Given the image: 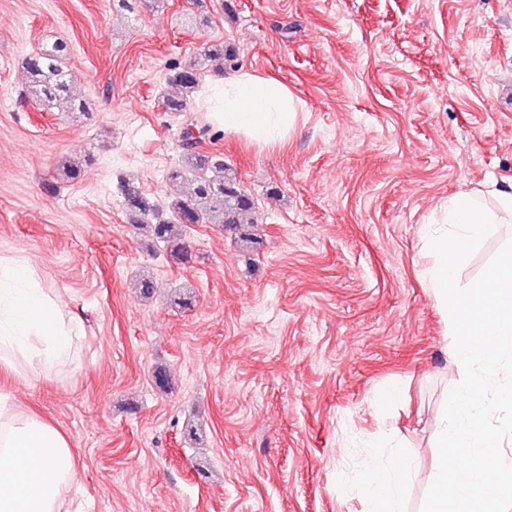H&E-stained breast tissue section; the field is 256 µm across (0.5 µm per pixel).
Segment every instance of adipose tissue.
I'll list each match as a JSON object with an SVG mask.
<instances>
[{"label":"adipose tissue","instance_id":"adipose-tissue-1","mask_svg":"<svg viewBox=\"0 0 512 512\" xmlns=\"http://www.w3.org/2000/svg\"><path fill=\"white\" fill-rule=\"evenodd\" d=\"M213 118L252 142H284L294 129L297 102L283 84L239 73L225 80ZM67 302L42 287L21 256L0 257V370L47 376L80 340ZM411 470L403 457L377 456L366 473L365 512H403ZM80 472L68 437L26 407L0 395V512H68L61 495Z\"/></svg>","mask_w":512,"mask_h":512}]
</instances>
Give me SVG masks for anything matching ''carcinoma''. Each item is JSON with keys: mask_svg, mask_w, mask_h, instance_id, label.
<instances>
[{"mask_svg": "<svg viewBox=\"0 0 512 512\" xmlns=\"http://www.w3.org/2000/svg\"><path fill=\"white\" fill-rule=\"evenodd\" d=\"M140 0H112V12L135 20ZM71 54L69 44L56 39L30 53L24 60L29 93L35 103L60 112L86 114V103L73 92L67 63ZM237 59L235 46L224 42L201 48L194 60L171 65L167 83L178 89L175 96L164 97L166 110L186 112L191 109L206 69L217 73L234 68ZM201 137L219 140L223 131L196 113L187 116ZM199 144H181V163L167 173V179L180 185V195L167 206L145 193L138 185L124 181L121 188L122 207L131 223L167 244L170 255L182 260L187 254L184 238L192 223L221 224L238 229L249 222L256 224L259 216L254 198L243 189L237 176L230 172L220 156L207 158L197 152Z\"/></svg>", "mask_w": 512, "mask_h": 512, "instance_id": "1", "label": "carcinoma"}]
</instances>
